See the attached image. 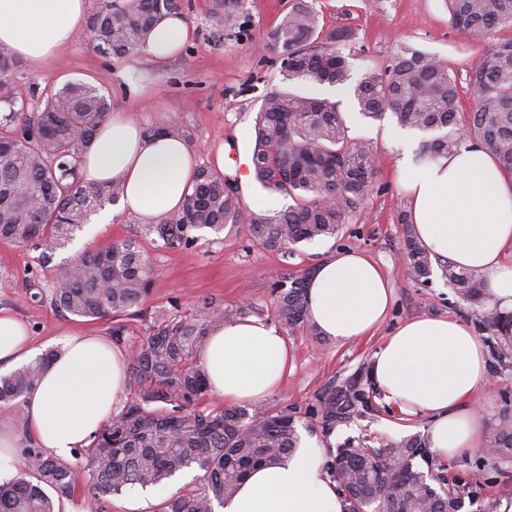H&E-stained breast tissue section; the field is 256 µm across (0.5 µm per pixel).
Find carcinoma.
Here are the masks:
<instances>
[{
	"mask_svg": "<svg viewBox=\"0 0 512 512\" xmlns=\"http://www.w3.org/2000/svg\"><path fill=\"white\" fill-rule=\"evenodd\" d=\"M453 28L481 38L512 26V0H444ZM181 9L179 0H99L84 31L104 50L127 53L142 45L150 28ZM212 13L228 30L241 28L239 0H212ZM352 39L345 28L324 32L308 0H295L261 43L281 57L282 82L311 86L344 85L353 63L342 47ZM14 56L0 47V241L40 252L47 262L65 248L90 217L117 203L124 186L85 182L80 166L111 101L94 86L70 81L48 89L37 110L17 107ZM473 107L462 111L460 85L448 63L429 52L400 46L384 68L368 69L353 87V99L367 118L391 113L398 124L428 135L417 159L434 160L468 141L486 148L499 169L512 175V38L489 45L469 74ZM252 178L262 187L290 197L294 204L275 218L243 205L224 173L198 169L184 208L155 224L141 225L140 237L83 252L48 285L40 276L27 280L26 293L58 311L100 320L117 318L143 304L151 289L152 268L141 239L159 250L189 248L195 232H215L230 224L264 248L292 252L302 242L336 236L371 195L375 160L369 144L351 138L340 104L286 87L264 97L254 120ZM150 136H184L173 121L146 128ZM406 256L416 280L429 276L431 255L406 229ZM312 270L290 276L280 289L275 316L288 331L319 332L308 317V280ZM443 276L459 297L476 307L479 326L512 344V314L478 308L482 279L446 262ZM224 320L220 303L205 298L189 317L161 312L148 336L129 348L127 388L120 412L74 453V461L48 455L26 431L24 403L54 355L50 349L8 375H0V405L14 411L17 451L23 469L0 486V512H56V502L87 490L88 512H104L99 496L164 485L176 473L197 467L201 487L172 495L162 512H214L232 496L250 469L275 463L298 447L295 416L275 409L202 405L210 394L201 352L211 327ZM372 410L361 378L347 379L322 404L323 418L334 423ZM487 453L512 459V404L490 419ZM430 462L416 439L385 448L348 445L331 453L326 464L344 498V512H461L474 496L465 481H448L415 465Z\"/></svg>",
	"mask_w": 512,
	"mask_h": 512,
	"instance_id": "cac0c4a2",
	"label": "carcinoma"
}]
</instances>
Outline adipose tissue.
<instances>
[{"mask_svg": "<svg viewBox=\"0 0 512 512\" xmlns=\"http://www.w3.org/2000/svg\"><path fill=\"white\" fill-rule=\"evenodd\" d=\"M87 0H0V45L35 68L74 41ZM189 36L183 17L170 15L143 47L165 59ZM407 149L398 182L409 201L413 232L431 254L449 257L484 282L490 308L512 313V177L493 156L465 144L432 161L415 162ZM85 180L122 181L121 204L141 223L182 210L196 177L195 156L182 140L150 138L129 113H109L81 165ZM309 319L326 336L346 342L373 335L392 305L389 276L356 250L320 262L308 284ZM34 354L27 326L0 308V364L16 366ZM125 349L99 336L72 334L25 403L28 435L49 455L68 459L127 399ZM212 393L225 404L273 393L289 362L278 328L259 318L216 323L202 354ZM484 346L471 327L448 317H417L394 328L373 354L370 376L386 403L404 415L429 417L428 446L441 460L471 454L485 432L475 397L485 377ZM317 438L277 465L250 471L220 512H343V497L322 467Z\"/></svg>", "mask_w": 512, "mask_h": 512, "instance_id": "obj_1", "label": "adipose tissue"}]
</instances>
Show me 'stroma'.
<instances>
[{"instance_id":"1","label":"stroma","mask_w":512,"mask_h":512,"mask_svg":"<svg viewBox=\"0 0 512 512\" xmlns=\"http://www.w3.org/2000/svg\"><path fill=\"white\" fill-rule=\"evenodd\" d=\"M311 2L325 29L348 28L353 35L352 49L363 50L366 58L378 65L385 64L406 43L445 59L462 79L488 43L512 38L510 27L480 39L460 33L450 25L442 0ZM292 3L240 0L244 26L229 31L214 17L211 0H183L181 13L192 37L166 64H156L141 48L123 55L107 54L81 36L43 69L19 62L13 82L20 102L31 111L39 107L45 86L59 87L69 81L97 86L109 95L113 109L129 111L142 126L160 119L175 121L185 131L199 165H220L225 174L236 177L234 164L219 162L218 157L235 148L243 163L251 161L255 115L266 93L281 83L279 64L272 54L258 51L257 44L262 32L276 24ZM316 94L339 102L350 137L371 143L379 166L370 198L336 236L301 243L287 256L259 246L231 226L219 233L199 230L195 245L188 249L162 251L146 244L154 267L151 291L142 306L123 317L126 340H143L156 312L186 316L205 298L220 302L230 318L243 311L250 317L274 321L273 287L286 273L314 267L339 250L363 252L391 277L394 300L388 325L374 336L343 343L319 340L301 331L287 334L292 368L280 387L260 399L259 405L289 406L296 415L298 433L318 437L328 452L359 441L380 448L413 437L423 440L428 417L401 418L369 383L364 389L372 411L333 426L322 422L323 399L347 378L368 376L372 355L391 325L423 316H451L472 327L477 320L471 306L456 297L440 264L432 265L425 285L415 280L407 267L406 234L397 221L408 198L397 180L396 119L389 114L379 120L362 116L347 86L320 87ZM238 187L244 206L266 218L292 203L291 198L266 190L250 178L239 180ZM138 225L132 214L123 211L105 231L85 226L71 244L44 264L35 251L0 242V308H10L27 325L33 344L43 351L59 347L66 335L78 331L111 338L112 319L89 321L62 314L50 304L36 303L26 294V281L33 272L53 277L80 252L135 236ZM431 471L450 480L476 481L479 497L471 501L468 512H477L483 499L499 501V512H512V460H487L478 449L448 462L433 461ZM200 476V471H190L164 487L148 489L139 500L127 492L111 495L104 507L106 512H162L168 497L194 489Z\"/></svg>"}]
</instances>
